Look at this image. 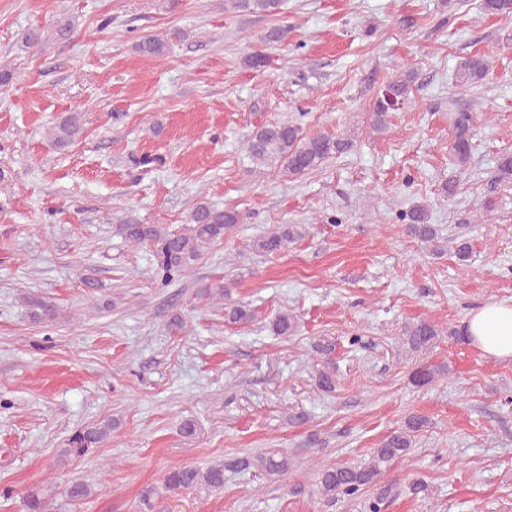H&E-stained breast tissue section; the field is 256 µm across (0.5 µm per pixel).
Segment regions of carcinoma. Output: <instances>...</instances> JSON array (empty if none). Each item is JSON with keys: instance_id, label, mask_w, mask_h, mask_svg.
I'll use <instances>...</instances> for the list:
<instances>
[{"instance_id": "carcinoma-1", "label": "carcinoma", "mask_w": 512, "mask_h": 512, "mask_svg": "<svg viewBox=\"0 0 512 512\" xmlns=\"http://www.w3.org/2000/svg\"><path fill=\"white\" fill-rule=\"evenodd\" d=\"M281 0H224V9L248 11L265 15L279 13ZM481 11L499 18H512V0H481ZM166 42L155 36H145L137 44V51L146 56L159 57L166 54ZM489 70L487 58L480 54L465 57L458 66L457 77L464 83L474 84L486 76ZM413 74L406 72L388 81L376 95L372 106L371 126L379 132L387 127L389 114L411 101ZM453 138L451 153L453 162L463 168L471 159L472 140L476 129V115L461 111L452 117ZM84 130V115L69 112L51 132L52 144L64 147ZM352 139L328 134L313 136L303 134L300 126L288 122L272 123L257 128L248 139L247 153L253 170L259 172L274 165L290 176L305 175L319 168L328 158L350 149ZM512 181V153L503 154L497 165L492 185ZM245 215L232 210H220L206 201L196 203L190 216L189 226L183 231L166 230L156 224H122L121 235L134 246H148L156 260V276L170 283L188 275L203 255L205 248L224 239V234L235 225L244 222ZM407 221V232L423 244L437 239V229L427 223V209L416 205L402 214ZM305 228L298 224H281L277 229L253 242V246L266 254H275L288 248V244L302 237ZM29 317L36 323H52L57 319V306L39 297L27 299ZM295 318L291 314H280L272 322L273 333L278 336L294 331ZM441 331L436 323L422 318L405 325L399 337L403 346L416 355H427L436 347ZM315 353L324 362L316 375V384L324 392L336 388L335 374L326 369L336 350L334 342L321 339L314 346ZM449 373L448 366L428 362L418 364L411 372L415 385L423 387L438 376ZM428 426L425 416L413 413L401 427L391 431L373 451L371 461L365 465L328 464L320 467L318 488L322 496L334 499L338 495L353 496L373 484L382 471L392 462L407 455L413 438ZM114 423L105 420L80 428L67 441L66 453L82 456L97 448L111 434ZM260 467L278 475L288 473V458L279 460L273 456L243 457L235 467L246 470ZM207 489L219 491L224 488V464L206 468L175 466L165 475L161 487L148 486L141 492L143 504L159 492L178 494L186 490Z\"/></svg>"}]
</instances>
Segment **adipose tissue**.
Here are the masks:
<instances>
[{"label": "adipose tissue", "mask_w": 512, "mask_h": 512, "mask_svg": "<svg viewBox=\"0 0 512 512\" xmlns=\"http://www.w3.org/2000/svg\"><path fill=\"white\" fill-rule=\"evenodd\" d=\"M466 333L485 356L496 360L512 359V302L483 304L469 315Z\"/></svg>", "instance_id": "ef3b65f1"}]
</instances>
